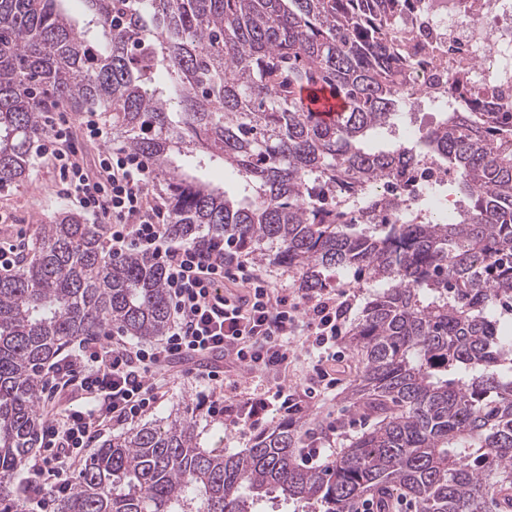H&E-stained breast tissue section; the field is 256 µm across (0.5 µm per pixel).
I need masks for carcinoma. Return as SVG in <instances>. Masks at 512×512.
Masks as SVG:
<instances>
[{
	"instance_id": "1",
	"label": "carcinoma",
	"mask_w": 512,
	"mask_h": 512,
	"mask_svg": "<svg viewBox=\"0 0 512 512\" xmlns=\"http://www.w3.org/2000/svg\"><path fill=\"white\" fill-rule=\"evenodd\" d=\"M61 0H0V184L28 178L40 114L54 103L112 113V132L169 195V232L268 245L314 295L332 273L375 289L349 343L363 371L351 398L377 422L327 470L297 463L300 425L237 453L203 447L176 416L116 437L57 512H255L276 493L295 512H358L401 491L416 512H502L512 502V106L448 108L421 148L372 151L404 105L389 27L406 0H84L79 31ZM346 104L325 120L303 93ZM447 162L465 205L375 195L418 154ZM222 161L239 193L202 173ZM351 187L356 212L340 186ZM410 208L381 224L377 208ZM106 224L60 208L17 269L0 276V512H24L11 478L37 442L40 370L78 337L116 325L165 334L163 269L114 258Z\"/></svg>"
}]
</instances>
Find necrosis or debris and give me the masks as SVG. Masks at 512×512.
I'll return each mask as SVG.
<instances>
[{
  "label": "necrosis or debris",
  "instance_id": "1",
  "mask_svg": "<svg viewBox=\"0 0 512 512\" xmlns=\"http://www.w3.org/2000/svg\"><path fill=\"white\" fill-rule=\"evenodd\" d=\"M397 27L414 45L404 70L409 111H422L436 89L448 87L453 63L468 69L471 87L479 94L512 96V0H412ZM448 180L446 167L424 155L403 181L388 183L383 194L404 195L416 204Z\"/></svg>",
  "mask_w": 512,
  "mask_h": 512
}]
</instances>
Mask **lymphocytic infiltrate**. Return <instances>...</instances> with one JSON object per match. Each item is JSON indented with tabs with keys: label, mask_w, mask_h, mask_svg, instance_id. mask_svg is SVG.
<instances>
[{
	"label": "lymphocytic infiltrate",
	"mask_w": 512,
	"mask_h": 512,
	"mask_svg": "<svg viewBox=\"0 0 512 512\" xmlns=\"http://www.w3.org/2000/svg\"><path fill=\"white\" fill-rule=\"evenodd\" d=\"M66 124L63 118L51 123L36 154L53 157L68 200L89 215L111 216L113 256L137 252L162 265L173 319L155 345L95 336L80 340L50 365L45 384L75 393L76 399L61 412L46 402L38 404L48 421L39 436L45 453L26 466L29 512H46L48 494L71 485L85 448L113 420L135 421L159 401L160 378L175 360L217 354L247 371L277 376L287 370L299 346L316 375L305 396L334 390L337 378L328 365L337 358L336 344L351 305L337 300L329 288L301 297L273 288L234 244L212 239L195 245L174 238L167 231L169 213L151 200L148 163L126 148L110 146V131L91 113L83 123L85 134L108 147L96 172H88Z\"/></svg>",
	"instance_id": "obj_1"
}]
</instances>
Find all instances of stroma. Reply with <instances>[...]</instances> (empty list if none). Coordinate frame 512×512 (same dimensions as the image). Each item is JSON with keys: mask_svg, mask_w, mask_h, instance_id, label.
<instances>
[{"mask_svg": "<svg viewBox=\"0 0 512 512\" xmlns=\"http://www.w3.org/2000/svg\"><path fill=\"white\" fill-rule=\"evenodd\" d=\"M67 204L50 162L45 159L35 162L24 182L0 191V243H17L21 248H28L40 229L52 222L57 209ZM342 351L345 358L340 364V382L336 389L312 400L302 395L311 375L303 358L294 360L287 372L275 379L261 373L248 374L238 370L230 360L221 359L220 368L226 379L220 387L183 376L180 367H172L171 379L163 388L160 402L143 415L141 421L146 424L163 420L177 411L203 427L204 447L218 453L239 451L260 431L287 419V412L273 409L259 415L250 426H237L232 422L236 412L266 397L269 390L280 384L289 393L299 395L308 428L320 436L334 434L336 450H343L351 437L370 426L372 418L347 397L362 369L361 358L350 346H343Z\"/></svg>", "mask_w": 512, "mask_h": 512, "instance_id": "1", "label": "stroma"}]
</instances>
